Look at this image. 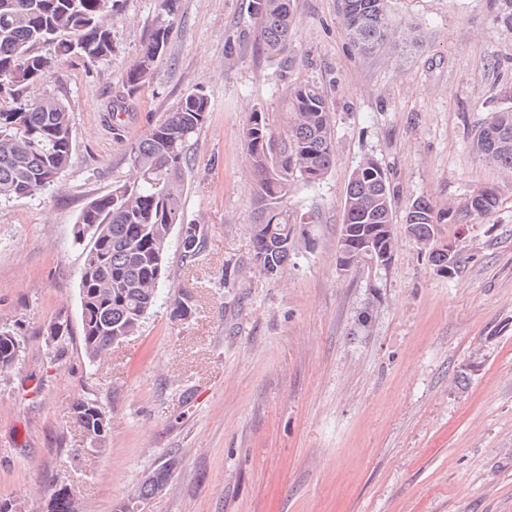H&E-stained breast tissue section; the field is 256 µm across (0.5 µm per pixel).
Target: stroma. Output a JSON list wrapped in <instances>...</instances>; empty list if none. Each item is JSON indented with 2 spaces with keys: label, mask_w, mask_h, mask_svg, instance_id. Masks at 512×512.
Returning a JSON list of instances; mask_svg holds the SVG:
<instances>
[{
  "label": "stroma",
  "mask_w": 512,
  "mask_h": 512,
  "mask_svg": "<svg viewBox=\"0 0 512 512\" xmlns=\"http://www.w3.org/2000/svg\"><path fill=\"white\" fill-rule=\"evenodd\" d=\"M250 7L179 0L165 55L131 94L126 74L159 7L120 0L110 62L59 59L30 89L65 99L74 148L54 186L0 201V327L24 344L0 375V504L42 512L63 483L82 512H117L172 458L144 512H512V178L472 149L491 114L512 107V0H389L410 43L375 55L346 37L344 0H295L285 50L262 55ZM305 82L326 94L335 157L284 200L313 242L269 277L249 267L255 181L241 132L257 110L286 130L288 91ZM198 85L210 112L190 143L184 201L204 251L191 267L170 247V276L139 331L89 361L73 226L87 201L130 178L131 145ZM368 159L390 183L394 257L342 271L346 189ZM484 187L498 191L495 210L459 216ZM418 198L447 212L438 235L459 245L452 275L405 232ZM228 264L244 269L230 283ZM187 289L194 312L172 319ZM63 309L72 334L53 361L42 330ZM80 398L110 423L90 460L71 413ZM173 465L174 462L171 461L148 473V475L144 477L140 485L135 490L133 499L137 500L140 505L147 504L148 501H150L163 490L168 481L170 470Z\"/></svg>",
  "instance_id": "1"
}]
</instances>
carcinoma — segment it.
Returning <instances> with one entry per match:
<instances>
[{
	"label": "carcinoma",
	"instance_id": "obj_1",
	"mask_svg": "<svg viewBox=\"0 0 512 512\" xmlns=\"http://www.w3.org/2000/svg\"><path fill=\"white\" fill-rule=\"evenodd\" d=\"M118 0H0V200L33 196L54 185L68 167L73 132L67 104L45 94L32 100L29 90L52 68L56 58L75 55L91 62L109 61L115 47L108 17ZM179 0H160L161 18L127 76L136 91L151 77L165 53L170 22ZM259 19V42L265 53L280 54L288 41L293 0H252ZM344 28L365 53L396 38L388 0H344ZM285 135H273L266 113H251L242 139L256 182L258 212L251 226V261L267 276L277 275L295 254V225L281 207L294 180L315 183L331 167L335 142L330 110L322 91L312 84L290 89ZM209 98L198 86L178 107L155 123L129 152L133 176L91 199L74 224L76 243L89 239L80 273L81 339L87 358L96 362L112 346L138 332L158 298L166 278V254L172 235L187 263L204 248L203 227L184 215L183 192L189 143L209 118ZM474 152L483 161L512 171V109L494 113L475 132ZM481 210L466 203V212L487 215L498 204L497 190L484 187L473 194ZM442 214L430 201L416 199L408 208L406 233L415 244L435 240ZM373 239V247L393 257L392 204L384 170L374 161L360 164L351 176L337 241L338 258ZM194 296L186 290L172 301L171 315L184 320L192 313ZM53 357L65 353L68 315L57 314L43 332ZM22 346L15 329L0 328V374L15 366ZM72 413L92 451L108 436L105 411L84 398ZM174 462L144 477L133 499L145 505L165 487ZM46 512H78L73 496L61 484L49 494Z\"/></svg>",
	"mask_w": 512,
	"mask_h": 512
}]
</instances>
